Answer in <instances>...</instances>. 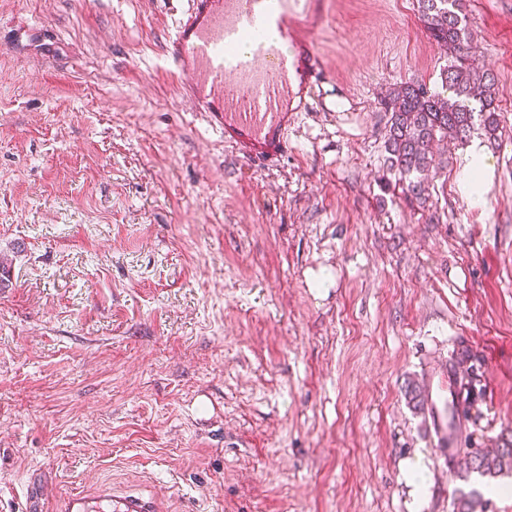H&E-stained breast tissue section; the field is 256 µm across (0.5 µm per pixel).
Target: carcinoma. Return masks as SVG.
I'll return each mask as SVG.
<instances>
[{"label":"carcinoma","mask_w":512,"mask_h":512,"mask_svg":"<svg viewBox=\"0 0 512 512\" xmlns=\"http://www.w3.org/2000/svg\"><path fill=\"white\" fill-rule=\"evenodd\" d=\"M417 4L431 38L448 51L447 64L439 91L414 80L389 89L386 149L390 169L399 175L405 193L420 200L434 168L436 143L450 135L466 139L477 125L495 137L499 124L495 79L476 66L463 0H417ZM472 359L470 350L461 347L448 360L450 369L460 373L468 398L479 382ZM447 452L450 460L464 456L466 469L482 476L512 469L510 440L495 448H464L459 439L448 444Z\"/></svg>","instance_id":"obj_1"}]
</instances>
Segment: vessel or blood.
I'll list each match as a JSON object with an SVG mask.
<instances>
[{"instance_id": "obj_1", "label": "vessel or blood", "mask_w": 512, "mask_h": 512, "mask_svg": "<svg viewBox=\"0 0 512 512\" xmlns=\"http://www.w3.org/2000/svg\"><path fill=\"white\" fill-rule=\"evenodd\" d=\"M327 0H188L167 44L180 90L204 113L225 150L255 170L283 163L302 113L320 104L327 81L314 37ZM432 445L444 452L458 402L447 363L426 377ZM62 512H164L161 500L133 491L73 493Z\"/></svg>"}]
</instances>
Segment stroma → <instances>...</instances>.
I'll return each mask as SVG.
<instances>
[{
    "label": "stroma",
    "instance_id": "stroma-1",
    "mask_svg": "<svg viewBox=\"0 0 512 512\" xmlns=\"http://www.w3.org/2000/svg\"><path fill=\"white\" fill-rule=\"evenodd\" d=\"M187 0H0V512L101 487L168 512H512L404 395L466 344L468 446L512 440V0H465L499 133L385 163L393 84L441 86L416 0H329L336 111L281 166L224 148L165 45ZM482 147V204L464 180Z\"/></svg>",
    "mask_w": 512,
    "mask_h": 512
}]
</instances>
